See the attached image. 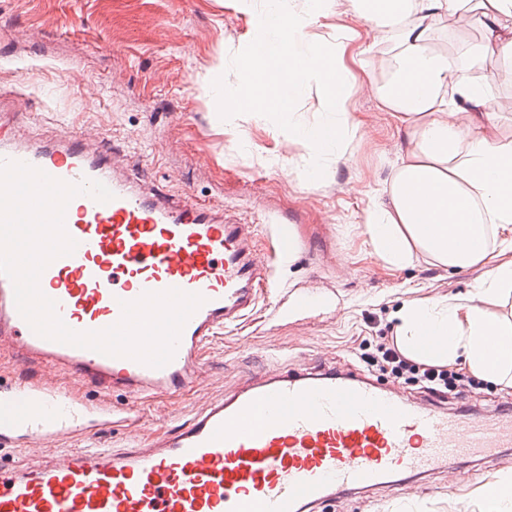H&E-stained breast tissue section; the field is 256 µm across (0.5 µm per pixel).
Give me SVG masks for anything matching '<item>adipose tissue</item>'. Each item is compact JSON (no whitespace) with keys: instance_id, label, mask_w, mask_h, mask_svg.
I'll list each match as a JSON object with an SVG mask.
<instances>
[{"instance_id":"obj_1","label":"adipose tissue","mask_w":512,"mask_h":512,"mask_svg":"<svg viewBox=\"0 0 512 512\" xmlns=\"http://www.w3.org/2000/svg\"><path fill=\"white\" fill-rule=\"evenodd\" d=\"M469 0H350L355 13L394 45L396 68L377 95L398 129L409 137L396 157L381 197L366 209L363 232L374 253L387 265L404 269L430 258L449 270L486 266L482 284L466 301L434 299L403 305L395 314L396 341L409 357L439 364L465 363L489 381L512 387V136L497 134L500 121L481 111L485 87L454 82V58L430 50L435 18L464 8ZM489 30L479 54L496 56L502 77H512V30L497 24L512 16V0H481ZM326 0H267L258 20L261 38L276 35V19H292L294 37L282 54L260 64V76L239 77L232 87L211 82L203 90L218 101H232L253 117L272 111L289 136L305 143L310 169L343 158L359 137L361 123L349 112L342 59L352 39L336 38L335 56H327L307 30ZM298 61L285 66L286 58ZM317 86L320 124H309L288 109L281 87ZM434 328V337L424 334Z\"/></svg>"}]
</instances>
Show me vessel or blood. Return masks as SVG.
Returning a JSON list of instances; mask_svg holds the SVG:
<instances>
[{"instance_id":"1","label":"vessel or blood","mask_w":512,"mask_h":512,"mask_svg":"<svg viewBox=\"0 0 512 512\" xmlns=\"http://www.w3.org/2000/svg\"><path fill=\"white\" fill-rule=\"evenodd\" d=\"M0 160L28 164L69 183L98 181L101 203L73 197L65 228L72 255L52 261L39 287L78 332L116 324L122 303L177 288L203 297L185 324L173 359L153 368L37 335L0 275V351L34 374L0 384V446L27 447L58 436L90 438L116 413L80 396L83 387L134 399L180 395L200 377L199 351L218 329L250 313L275 287L259 236L281 261L297 250L286 224L225 219L222 210L147 187L116 151L0 137ZM512 448V411L464 417L362 369L269 368L211 402L148 445L83 448L23 465L0 460V512H314L327 498L396 485L399 475L443 474L449 460Z\"/></svg>"}]
</instances>
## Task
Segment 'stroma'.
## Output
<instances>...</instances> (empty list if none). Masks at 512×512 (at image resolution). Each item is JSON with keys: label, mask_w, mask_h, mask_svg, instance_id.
Here are the masks:
<instances>
[{"label": "stroma", "mask_w": 512, "mask_h": 512, "mask_svg": "<svg viewBox=\"0 0 512 512\" xmlns=\"http://www.w3.org/2000/svg\"><path fill=\"white\" fill-rule=\"evenodd\" d=\"M262 0H0V89L18 133L47 143L79 132L89 143L122 150L148 185L184 194L252 224H290L298 251L272 261L279 291L263 294L238 326L221 330L201 356L203 377L174 398L131 407L121 393L94 403L130 408L126 419L96 438L116 448L128 439L149 442L189 421L214 399L270 365L357 364L355 347L367 337L394 336L404 304L467 297L485 277L476 265L462 271L428 260L392 270L372 252L360 225L383 188L391 162L406 149L373 93L390 76L393 51L344 0L311 28L319 48L332 52L336 36L355 29L358 63L345 91L362 121V145L315 177L305 173L307 148L284 135L277 115L254 118L232 103L217 105L201 86L236 84L257 31ZM484 39L473 13L440 17L430 46L464 55ZM488 57L458 66L462 81L486 85L484 111L512 117V80L496 76ZM315 291L319 307L282 315L295 296ZM456 491L439 476L325 502L318 512H480L476 473L512 474V449L458 466Z\"/></svg>", "instance_id": "1"}]
</instances>
